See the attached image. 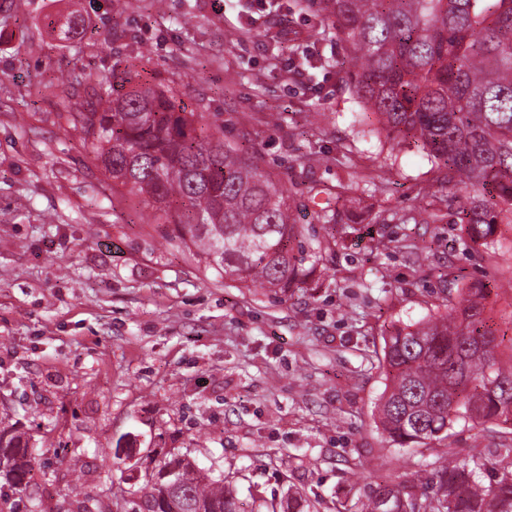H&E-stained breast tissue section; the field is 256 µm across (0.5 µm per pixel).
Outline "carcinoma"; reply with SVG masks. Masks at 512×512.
Listing matches in <instances>:
<instances>
[{
  "instance_id": "obj_1",
  "label": "carcinoma",
  "mask_w": 512,
  "mask_h": 512,
  "mask_svg": "<svg viewBox=\"0 0 512 512\" xmlns=\"http://www.w3.org/2000/svg\"><path fill=\"white\" fill-rule=\"evenodd\" d=\"M308 2L353 44L346 77L364 111L396 144L426 153L435 182L458 187L468 240L488 245L497 225L512 224V0ZM45 26L68 39L83 34L74 14L49 17ZM69 129L113 184L142 196L174 227L169 241L195 248L204 271L242 288H300L343 245L330 228L342 222L331 199L321 207L326 234L305 237L292 223L290 196L255 158L224 144L221 131L198 134L195 113L176 110L160 83L121 95L110 82L99 84L97 105L71 114ZM433 187L419 188L427 206L403 222L444 220L451 204ZM490 293L463 288L448 300V314L385 338L383 432L401 448L443 442L446 450L432 462L436 497L421 500L413 479L379 484L360 512H512V445L461 465L447 443L460 420L512 421V354L502 358L488 325ZM1 457L0 472L24 489L32 471L28 443L0 434ZM140 493L139 512H169L171 499L181 512H239L233 489L184 456L158 461Z\"/></svg>"
}]
</instances>
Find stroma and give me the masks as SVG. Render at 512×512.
<instances>
[{"label": "stroma", "instance_id": "35a3bbf8", "mask_svg": "<svg viewBox=\"0 0 512 512\" xmlns=\"http://www.w3.org/2000/svg\"><path fill=\"white\" fill-rule=\"evenodd\" d=\"M71 11L81 38L46 30ZM352 52L305 0H0V430L37 450L25 491L0 477V512H133L173 453L227 480L241 512L291 497L336 512L420 468L419 496L435 497L432 450L376 424L384 338L501 281L488 318L511 350L512 224L487 248L449 218L401 223L433 165L364 114L343 79ZM117 63V93L169 85L201 127L255 153L305 236L322 227L310 188L341 189L345 245L308 287L199 269L66 131ZM506 429L458 422L457 460L492 454Z\"/></svg>", "mask_w": 512, "mask_h": 512}]
</instances>
